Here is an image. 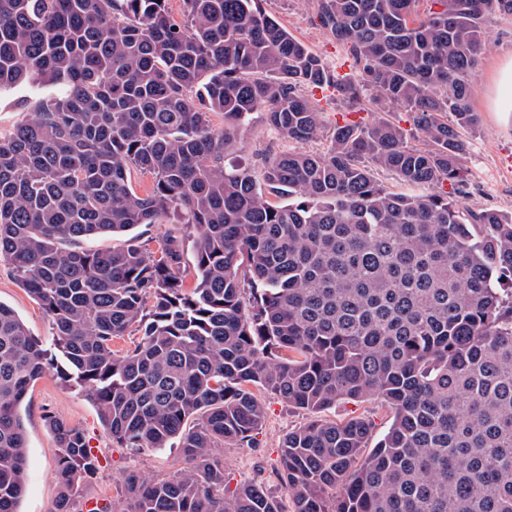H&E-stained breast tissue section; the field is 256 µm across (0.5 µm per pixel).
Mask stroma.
<instances>
[{"label": "stroma", "instance_id": "35a3bbf8", "mask_svg": "<svg viewBox=\"0 0 512 512\" xmlns=\"http://www.w3.org/2000/svg\"><path fill=\"white\" fill-rule=\"evenodd\" d=\"M263 11L276 19L290 34L330 66L342 65L346 52L320 26L316 17V0H260ZM490 47L472 76V107L478 115L475 129L464 134L469 148L466 155V178L473 209L512 212V104L497 99V82L501 71L512 65V14L490 15L485 23ZM309 97L322 112L323 127L319 135L306 143L310 152L324 151L336 123L346 119V106L335 90L310 91ZM289 143L267 123L264 113L256 112L243 127L242 143L236 152L226 155L225 165L244 166L261 174L265 155L288 150ZM0 303L11 308L25 323L32 336L45 346H52L54 329L50 318L38 302L15 279L7 262L0 260ZM266 417L244 445L221 448L224 478L228 488L243 483L264 485L281 492L279 450L289 431L307 423L308 412L293 408L284 400L265 395ZM27 433V487L19 505L20 512H53L58 486L56 463L60 454L47 419L56 416L81 428L95 448L100 467L93 478L80 483L74 508L81 512L86 501L111 504L114 512H124L122 480L129 471L149 479L169 478L184 466L177 448H120L102 424L87 393L62 383L55 370H47L30 388L20 408ZM367 415L375 423L373 439H381L391 415L377 398L362 403L342 402L321 417L341 422L356 415Z\"/></svg>", "mask_w": 512, "mask_h": 512}]
</instances>
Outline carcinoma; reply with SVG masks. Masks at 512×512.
Instances as JSON below:
<instances>
[{"mask_svg":"<svg viewBox=\"0 0 512 512\" xmlns=\"http://www.w3.org/2000/svg\"><path fill=\"white\" fill-rule=\"evenodd\" d=\"M182 3L177 21L168 0H0V93L43 92L33 119L0 134V259L55 329L50 350L0 303V512H20L19 410L50 368L122 447L178 442L174 476H124L128 512H285L256 484L224 492L218 449L266 416L255 388L314 415L373 397L393 412L371 449L361 415L288 432L292 512H512V213L464 205L462 136L478 123L485 20L512 0H430L422 17L416 0H317L345 74L259 0ZM325 87L352 112L366 98L409 112L423 146L374 118L336 125L324 153L265 157L261 183L224 167L253 112L290 142L314 138L304 90ZM375 167L432 192L389 191ZM162 216L185 238L77 247ZM134 331V349H112ZM48 423L55 512H74L99 459L82 429Z\"/></svg>","mask_w":512,"mask_h":512,"instance_id":"cac0c4a2","label":"carcinoma"}]
</instances>
